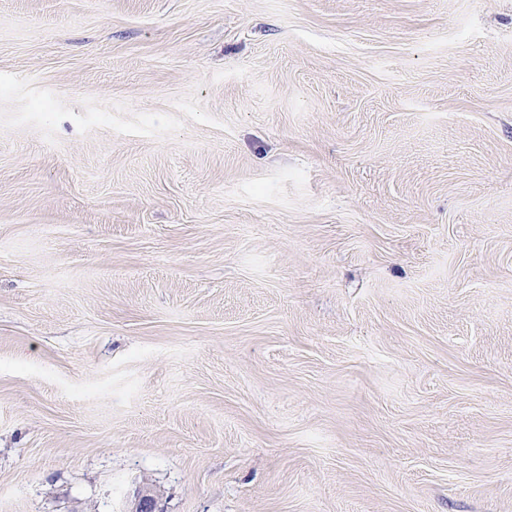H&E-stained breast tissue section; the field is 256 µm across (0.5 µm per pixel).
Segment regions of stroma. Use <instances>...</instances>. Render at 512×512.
<instances>
[{
    "mask_svg": "<svg viewBox=\"0 0 512 512\" xmlns=\"http://www.w3.org/2000/svg\"><path fill=\"white\" fill-rule=\"evenodd\" d=\"M512 512V0H0V512Z\"/></svg>",
    "mask_w": 512,
    "mask_h": 512,
    "instance_id": "1",
    "label": "stroma"
}]
</instances>
